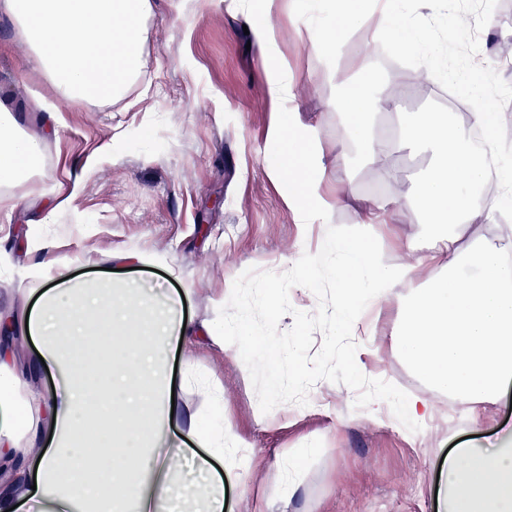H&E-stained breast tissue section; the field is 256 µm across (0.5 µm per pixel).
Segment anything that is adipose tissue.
<instances>
[{"mask_svg":"<svg viewBox=\"0 0 512 512\" xmlns=\"http://www.w3.org/2000/svg\"><path fill=\"white\" fill-rule=\"evenodd\" d=\"M0 8L62 98L110 102L136 81L151 0H0ZM353 10L350 0H335L333 21L312 35L321 57L340 56L337 31ZM362 73L333 102L345 116L336 147H356L375 163L387 152L373 121L381 75L369 65ZM490 118L484 107L464 122L440 110L406 114L398 143L429 153L430 165L416 191L371 197L359 209L361 230L343 249L339 292L347 311L361 300L387 302V285L406 274L384 263L373 231L405 205L424 213L441 233L436 259L446 274L410 288L394 342L435 389L471 403L512 385V224L503 219L512 168L499 172V205H475L471 195L496 160L495 142L481 156L472 144L473 129L488 128ZM270 136L291 198L315 219L330 202L318 191L324 171L314 135L282 116ZM41 148V135L19 132L0 106V186L37 171ZM464 224L498 226L499 244L461 247L455 230ZM111 283L78 281L62 268L32 305L0 313V512H224V485L239 478L224 462L231 426L219 407L213 428L200 430L164 373L172 348L189 344L181 299ZM25 336L36 355L23 363L16 341ZM43 371L55 377L51 391L24 390L23 376ZM436 501V512H512V448L453 449Z\"/></svg>","mask_w":512,"mask_h":512,"instance_id":"obj_1","label":"adipose tissue"}]
</instances>
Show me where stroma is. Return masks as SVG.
<instances>
[{
	"mask_svg": "<svg viewBox=\"0 0 512 512\" xmlns=\"http://www.w3.org/2000/svg\"><path fill=\"white\" fill-rule=\"evenodd\" d=\"M359 26L345 30L338 62L311 48V29L330 18L329 0H152L142 67L128 96L111 104H76L57 95L22 42L14 22L0 14V105L24 131L46 130L43 172L15 186L19 209L0 207V312L21 308L31 289L45 287L60 266L85 279L109 254L141 256L138 276L147 287L181 293L185 315L198 330L194 367L224 388V414L245 457L242 486L226 490L228 512H433L450 449L512 434V389L480 404H465L466 422L448 421L447 392L435 389L397 346L405 284L352 330L359 370L436 404L432 420L408 431L394 416L371 421L354 406L346 385L318 381L307 405L283 403L262 413L249 373L237 366V347L206 335L225 294L246 269L284 272L320 250L328 225L357 226L353 201L330 208L329 221L300 223L279 179L280 155L270 141L274 115L296 114L317 131L328 178L343 180L358 197L371 184L412 191L427 166L401 152L367 163L357 152L338 155L343 120L332 107L340 84L358 81L363 65H378L388 51L400 70L384 69L375 95L396 102L376 125L404 112L447 109L439 85L447 72L472 73L453 45L460 18H475L489 89L512 90L501 44L512 41V0H495L481 15L480 0H458L455 13L404 0L400 18L428 19L413 45L386 49L368 31L378 21L370 0H360ZM276 31L274 63L266 65L260 37ZM288 77L295 97L272 102L273 74ZM73 195L54 210L52 197ZM387 264L428 255L437 236L423 214L408 206L376 229ZM298 458L295 493L285 489L289 458Z\"/></svg>",
	"mask_w": 512,
	"mask_h": 512,
	"instance_id": "35a3bbf8",
	"label": "stroma"
}]
</instances>
